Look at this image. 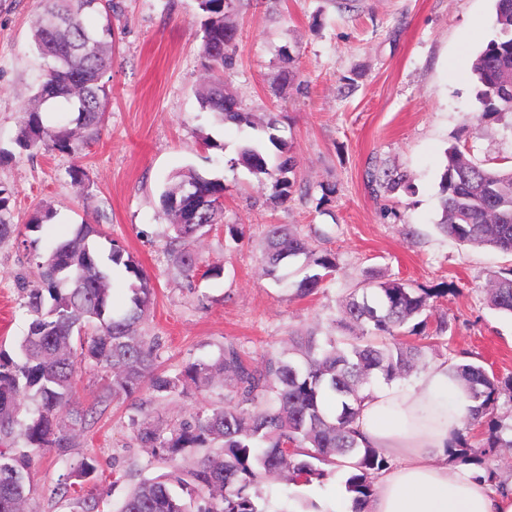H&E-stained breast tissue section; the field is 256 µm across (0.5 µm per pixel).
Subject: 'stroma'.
I'll use <instances>...</instances> for the list:
<instances>
[{"label":"stroma","instance_id":"stroma-1","mask_svg":"<svg viewBox=\"0 0 512 512\" xmlns=\"http://www.w3.org/2000/svg\"><path fill=\"white\" fill-rule=\"evenodd\" d=\"M110 101L101 140L81 160L34 154L19 145L21 114L45 60L32 40L35 0H0V187L11 191L19 233L0 241V349L15 352L30 317L17 279L34 277L41 253L78 224L100 225L102 250L118 244L150 275L156 291L146 335L160 343L158 366L178 374L234 343L252 363L280 352L290 330L327 322L347 289L400 280L444 288L428 326L447 322L450 341L426 354L429 365L475 362L512 375V317L491 309L490 274L512 264L494 250L440 233L445 151L457 145L491 167L512 165V130L486 117L472 65L497 33L494 0H234L236 30L227 92L251 125L223 123L202 111L201 18L195 0H116ZM275 130H268V123ZM287 141L295 184L287 201L260 188L236 159L269 135ZM87 172L74 184L69 171ZM191 168L224 181L220 227L181 242L198 254L205 278L187 282L174 264L161 195ZM407 175L393 195L373 177ZM55 217L31 231L43 203ZM290 224L314 249L335 255L334 279L295 297L265 275L268 225ZM243 233L233 240L231 228ZM102 375L78 374L75 399L95 412L72 456H95L98 484L120 502L141 480L170 471L133 439L134 424L173 421L223 404L221 388L100 402ZM55 454L32 468L33 512H70L54 495Z\"/></svg>","mask_w":512,"mask_h":512}]
</instances>
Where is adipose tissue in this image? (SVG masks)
<instances>
[{
	"mask_svg": "<svg viewBox=\"0 0 512 512\" xmlns=\"http://www.w3.org/2000/svg\"><path fill=\"white\" fill-rule=\"evenodd\" d=\"M469 406L444 363L412 385L365 392L355 426L394 462L378 474L366 512H512V485L492 492L479 470L454 458Z\"/></svg>",
	"mask_w": 512,
	"mask_h": 512,
	"instance_id": "ef3b65f1",
	"label": "adipose tissue"
}]
</instances>
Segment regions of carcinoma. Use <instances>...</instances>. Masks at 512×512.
Instances as JSON below:
<instances>
[{"instance_id":"carcinoma-1","label":"carcinoma","mask_w":512,"mask_h":512,"mask_svg":"<svg viewBox=\"0 0 512 512\" xmlns=\"http://www.w3.org/2000/svg\"><path fill=\"white\" fill-rule=\"evenodd\" d=\"M232 2L196 0L204 16L206 82L200 106L241 124L249 122L248 113L224 94V67L235 41V29L226 22ZM116 9L114 0H37L33 39L47 65L33 103L22 113L18 142L24 149L79 159L101 138L109 100L104 77L112 65L107 47ZM495 11L497 35L476 56L473 71L479 100L493 106L485 116L512 117V0H496ZM96 14L106 21L89 24L87 18ZM47 103L60 104L68 116L47 125L42 110ZM268 139L278 151L275 157L261 144L249 143L240 148L238 162L286 201L294 160L285 140L273 134ZM445 157L438 227L459 243L512 256V167L489 168L456 145ZM174 179L162 194L173 244L219 224L223 207L217 200L224 195L223 180L202 178L192 169ZM375 182L393 193L406 179L385 171ZM9 203L10 193L0 188V241L16 231ZM100 237L97 225H77L71 237L54 242L41 256L38 281H19L31 322L15 356L0 352V512H26L37 452L53 450L62 464L64 473L53 489L57 496L84 488L96 472V460L70 456L75 437L96 413L93 406L72 402L84 364L103 373L105 397L114 400L146 390L170 396L188 382L203 389L219 383L227 393L224 404L185 416L167 430L147 422L135 430V441L152 457L174 461L188 453L186 465L138 483L115 510H103L108 492L94 485L71 498V512H271L268 503L257 502L256 489L267 478L284 474L296 486L322 484L338 470L344 472L342 485L353 500L352 512H364L388 459L363 444L355 427L363 386L375 374L393 381L415 371L429 344L407 337L445 340L448 324L429 335L423 315L430 300L446 290L370 281L340 301L339 336L292 331L288 350L265 357L259 366L228 343L217 359L197 360L172 377L158 370V345L141 331L154 294L150 276L116 245L102 256L94 247ZM301 255L318 269L294 284L295 295L306 298L335 271V256L313 253L309 240L287 225L268 226L266 275L279 278L282 263ZM175 266L191 282L199 257L181 250ZM116 275L128 280L132 292L130 307L121 313L112 302ZM487 297L494 309L512 315L511 266L492 275ZM414 319L417 326L406 329ZM448 374L473 403L463 421L466 429L491 419L501 396L512 393V375L500 377L478 364L450 363ZM503 430L491 423L483 456L497 458L512 449V438H504Z\"/></svg>"}]
</instances>
